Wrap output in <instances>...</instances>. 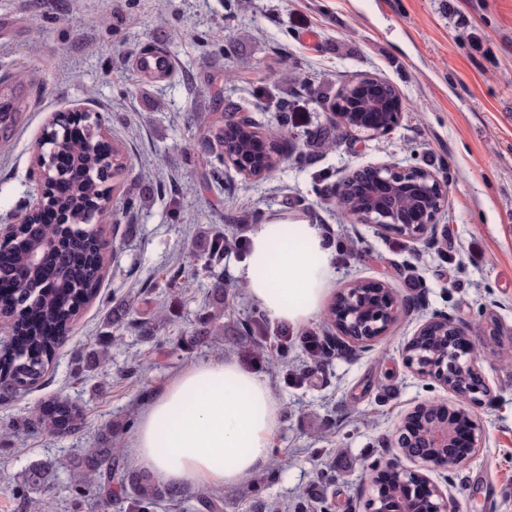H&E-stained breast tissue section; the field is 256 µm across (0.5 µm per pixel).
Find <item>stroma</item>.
Segmentation results:
<instances>
[{
  "instance_id": "1",
  "label": "stroma",
  "mask_w": 512,
  "mask_h": 512,
  "mask_svg": "<svg viewBox=\"0 0 512 512\" xmlns=\"http://www.w3.org/2000/svg\"><path fill=\"white\" fill-rule=\"evenodd\" d=\"M165 53L171 79L145 83L136 63ZM271 65L256 89L228 74ZM23 71L25 103L8 148H0V224L34 188L33 147L54 112L101 113L130 167L114 180L116 248L96 300L73 323L59 356L28 391L0 394V431L69 396L82 428L51 435L19 430L0 442V512H29L23 476L37 460L65 458L111 435L126 450L154 391L192 363L234 357L266 377L279 404L274 440L287 469L217 489L224 512H368L373 471L417 460L392 442L406 415L454 394L407 367L403 349L437 314L454 317L481 349L490 391L470 411L485 438L467 464L430 478L453 512H512V0H0V83ZM368 74L400 92L402 118L388 135L338 137L329 106L342 84ZM290 118L280 162L261 180L226 169L208 176L198 113L221 118L240 106L256 122ZM317 132L309 140V132ZM398 161L448 181L435 241L414 240L346 219L327 201L346 173ZM309 219L333 258L332 294L356 281L385 282L408 310L367 349L337 336L327 316L294 327L276 321L235 276L253 227ZM231 241L210 265L206 238ZM224 288V334L195 342L216 286ZM106 361L83 374L78 361L105 318L127 298ZM319 336V358L303 346ZM55 512H108L76 494L59 468Z\"/></svg>"
}]
</instances>
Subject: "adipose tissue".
Wrapping results in <instances>:
<instances>
[{
    "label": "adipose tissue",
    "mask_w": 512,
    "mask_h": 512,
    "mask_svg": "<svg viewBox=\"0 0 512 512\" xmlns=\"http://www.w3.org/2000/svg\"><path fill=\"white\" fill-rule=\"evenodd\" d=\"M236 276L271 319L299 327L323 310L332 256L319 225L267 222ZM278 411L268 379L235 359L190 364L146 401L130 461L173 488L237 486L271 461Z\"/></svg>",
    "instance_id": "ef3b65f1"
}]
</instances>
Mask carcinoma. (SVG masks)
<instances>
[{
	"label": "carcinoma",
	"mask_w": 512,
	"mask_h": 512,
	"mask_svg": "<svg viewBox=\"0 0 512 512\" xmlns=\"http://www.w3.org/2000/svg\"><path fill=\"white\" fill-rule=\"evenodd\" d=\"M382 93L375 91L371 77L360 76L343 84L331 105L334 112H392L394 111L395 89L388 82H381ZM16 111L0 112V141H9L18 119L17 110L22 108L20 99H15ZM278 128L261 129L255 122H241L235 119L237 111L224 113V121L205 123L206 138L216 144L214 158L222 167L231 166L246 179L264 178L276 166L279 140L288 127V108L279 109ZM96 127H86L80 139H61L57 150L69 155L73 161L85 168L97 170L108 165L125 174L127 159L118 147H113L112 162L104 160L97 149ZM371 182L369 173L359 172L348 182L335 184V196L342 211L355 210L364 203L363 189ZM110 196L106 179L97 177L72 187L66 210L68 235L57 255L58 287L45 288L43 282L44 263H33L34 254L41 252V238L29 231L19 230L7 251L13 254L14 262L4 269V276L15 279L17 288L7 297H0V306L9 310L12 302L18 300L30 289L37 288L36 298L25 302L24 308L16 313L17 341L0 351V389L8 390L19 378L36 384L46 374L51 356L63 345L68 327L77 318L84 299L93 289L99 287L103 274V259L91 252L80 240L83 225L92 219L101 222L112 219V209L103 207ZM78 251L82 260L78 264L70 261V254ZM366 302L375 307L382 302V296L372 288L370 282H356L340 293L331 308L334 324L341 322V313L352 301ZM448 335L436 328L428 335L416 339L413 351L416 355L432 356L441 354ZM84 410L79 404L60 398L54 402L50 412L31 420L36 430L55 434L72 433L81 428ZM78 494L92 495L104 504H112L115 497L112 482L121 488H130L125 495L129 512H150L163 498H174L183 492L164 488L155 483L145 472L128 470L112 440L101 438L99 446L85 450L69 460ZM55 465L48 461H35L26 470V482L34 489L50 487Z\"/></svg>",
	"instance_id": "obj_1"
}]
</instances>
